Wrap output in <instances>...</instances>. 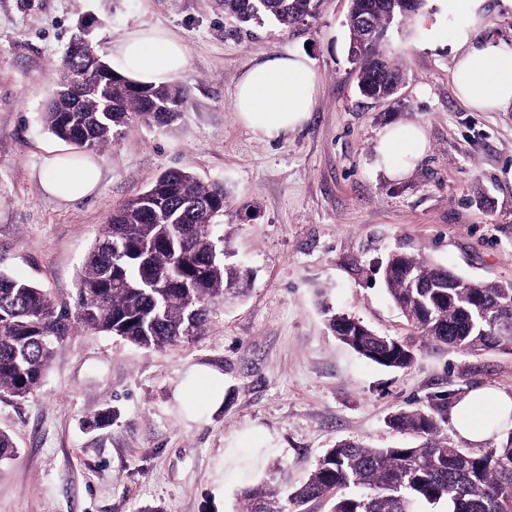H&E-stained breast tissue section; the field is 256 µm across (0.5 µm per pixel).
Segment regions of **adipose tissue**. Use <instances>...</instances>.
<instances>
[{
    "instance_id": "obj_1",
    "label": "adipose tissue",
    "mask_w": 512,
    "mask_h": 512,
    "mask_svg": "<svg viewBox=\"0 0 512 512\" xmlns=\"http://www.w3.org/2000/svg\"><path fill=\"white\" fill-rule=\"evenodd\" d=\"M437 5L441 13L463 19L453 34L458 49L452 70L457 99L473 112L512 110V47L479 36L486 25V0H437ZM111 56L121 72L145 84L168 81L186 66L181 40L161 28H132L113 44ZM317 89L318 78L307 55H275L242 73L234 110L256 136L274 140L307 121ZM428 148L422 126L392 124L377 140V163L388 176L399 179ZM100 179L96 160L89 158L76 166L52 156L44 161L41 185L47 194L73 201L92 193ZM175 398L191 414L200 409L219 410L225 399L224 375L206 365L191 367L177 386ZM511 418L512 396L490 388L470 391L453 411L457 434L475 444L486 443L494 424Z\"/></svg>"
}]
</instances>
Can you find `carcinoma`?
<instances>
[{
  "instance_id": "cac0c4a2",
  "label": "carcinoma",
  "mask_w": 512,
  "mask_h": 512,
  "mask_svg": "<svg viewBox=\"0 0 512 512\" xmlns=\"http://www.w3.org/2000/svg\"><path fill=\"white\" fill-rule=\"evenodd\" d=\"M410 0H349V46L358 87L376 102L394 99L404 69L385 53L389 26ZM224 13L245 25L289 28L315 15L318 0H223ZM41 120L79 153L100 151L133 120L171 129L181 117L182 87L145 85L117 72L86 35L75 36L56 69ZM228 206L220 182L169 168L112 212L83 263L73 302L58 301L31 282L0 270V396L26 399L44 384L51 361L82 327L159 348L204 334L214 306L246 292L249 272L225 262L219 218ZM385 289L411 327L406 340L382 336L361 321L332 312L338 340L380 366L405 369L416 346H451L470 354H512V282L473 280L410 253L389 255ZM389 424L415 434L409 447L373 448L341 441L292 491L269 483L246 485L243 512H301L320 500L331 512H419L445 504L447 512H512V433L482 453L448 446L445 409L400 410Z\"/></svg>"
}]
</instances>
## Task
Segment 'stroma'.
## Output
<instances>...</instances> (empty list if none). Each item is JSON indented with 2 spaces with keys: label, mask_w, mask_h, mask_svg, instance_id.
Instances as JSON below:
<instances>
[{
  "label": "stroma",
  "mask_w": 512,
  "mask_h": 512,
  "mask_svg": "<svg viewBox=\"0 0 512 512\" xmlns=\"http://www.w3.org/2000/svg\"><path fill=\"white\" fill-rule=\"evenodd\" d=\"M348 7L319 0L314 17L283 29L241 25L221 0H0V269L71 300L113 210L181 168L223 181L227 260L251 272L247 295L217 304L204 336L146 349L79 329L36 396L0 398V432L18 449L0 462V512H241L244 478L219 473L229 446L244 455L264 441L260 482L292 487L339 441L414 444L388 424L398 410L452 406L481 387L512 394V355L423 347L409 368H385L326 326L329 307L410 336L383 285L394 252L512 281V111L465 109L448 43L421 48L406 23L384 43L406 70L395 100L363 97ZM82 21L105 55L136 26L176 33L187 63L173 82L188 97L177 129L131 123L98 153L96 191L62 202L39 173L71 148L39 114ZM288 50L314 60L318 93L307 122L270 142L237 120L233 94L247 65ZM396 122L421 124L430 144L399 180L377 168L375 150ZM195 364L223 373L226 398L188 422L173 391ZM106 409L111 422L90 427Z\"/></svg>",
  "instance_id": "obj_1"
}]
</instances>
